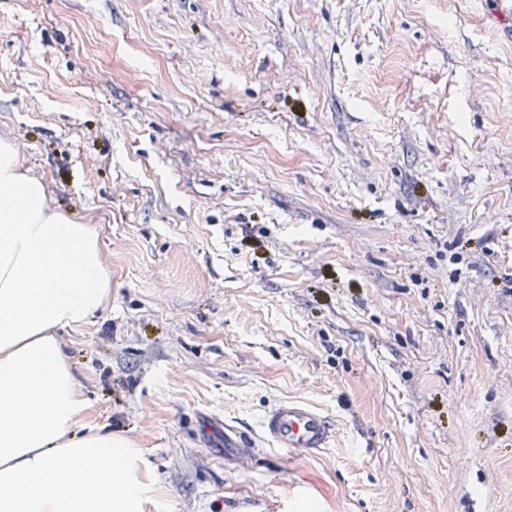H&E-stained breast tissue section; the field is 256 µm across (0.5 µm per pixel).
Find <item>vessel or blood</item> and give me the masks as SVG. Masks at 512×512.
Wrapping results in <instances>:
<instances>
[{
	"instance_id": "vessel-or-blood-1",
	"label": "vessel or blood",
	"mask_w": 512,
	"mask_h": 512,
	"mask_svg": "<svg viewBox=\"0 0 512 512\" xmlns=\"http://www.w3.org/2000/svg\"><path fill=\"white\" fill-rule=\"evenodd\" d=\"M261 437L288 455H307L325 448L332 437L329 419L311 406L284 400L266 413Z\"/></svg>"
}]
</instances>
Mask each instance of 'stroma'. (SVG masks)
I'll return each instance as SVG.
<instances>
[{
    "label": "stroma",
    "instance_id": "stroma-1",
    "mask_svg": "<svg viewBox=\"0 0 512 512\" xmlns=\"http://www.w3.org/2000/svg\"><path fill=\"white\" fill-rule=\"evenodd\" d=\"M0 139L98 234L58 336L138 512H512L495 0H0ZM284 399L327 448L262 442Z\"/></svg>",
    "mask_w": 512,
    "mask_h": 512
}]
</instances>
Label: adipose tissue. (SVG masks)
Wrapping results in <instances>:
<instances>
[{"instance_id": "ef3b65f1", "label": "adipose tissue", "mask_w": 512, "mask_h": 512, "mask_svg": "<svg viewBox=\"0 0 512 512\" xmlns=\"http://www.w3.org/2000/svg\"><path fill=\"white\" fill-rule=\"evenodd\" d=\"M97 234L57 210L0 140V512H136L111 432H71L85 406L56 337L109 296Z\"/></svg>"}]
</instances>
